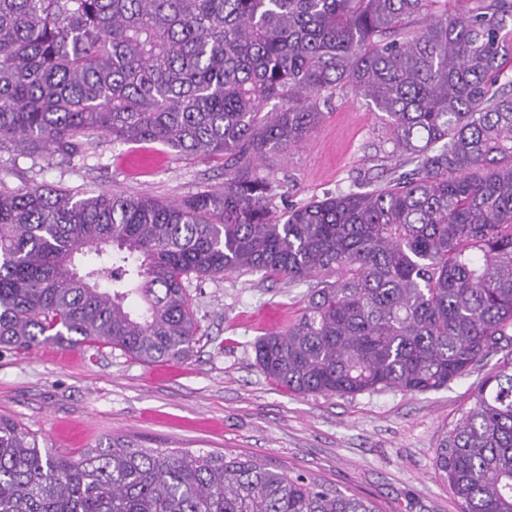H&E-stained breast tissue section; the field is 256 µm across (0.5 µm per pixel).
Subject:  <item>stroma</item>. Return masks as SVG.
I'll list each match as a JSON object with an SVG mask.
<instances>
[{
  "label": "stroma",
  "mask_w": 512,
  "mask_h": 512,
  "mask_svg": "<svg viewBox=\"0 0 512 512\" xmlns=\"http://www.w3.org/2000/svg\"><path fill=\"white\" fill-rule=\"evenodd\" d=\"M265 165L277 183L268 206L279 214L327 194L371 190L409 168L392 155L378 113L346 90L324 106L303 146ZM0 180L180 200L222 188L224 161L96 136L74 157L5 143ZM186 286L200 324L188 359L144 363L101 342L0 348V416L73 457L111 437L193 453L230 450L362 494L380 512H461L434 474V450L476 387L512 358V345L436 392L295 394L260 370L254 343L298 320L311 282L236 272Z\"/></svg>",
  "instance_id": "1"
}]
</instances>
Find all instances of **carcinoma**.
<instances>
[{"mask_svg":"<svg viewBox=\"0 0 512 512\" xmlns=\"http://www.w3.org/2000/svg\"><path fill=\"white\" fill-rule=\"evenodd\" d=\"M437 3L0 0L1 143L74 155L98 135L224 159L223 188L178 201L0 181V347L102 341L182 360L199 332L185 281L235 272L322 279L294 324L254 344L297 394L438 391L511 342L512 92L498 58L512 0ZM341 88L381 113L414 169L276 215L260 163L301 145ZM433 467L462 512H512V359ZM0 512L378 509L233 451L112 437L76 459L0 417Z\"/></svg>","mask_w":512,"mask_h":512,"instance_id":"obj_1","label":"carcinoma"}]
</instances>
